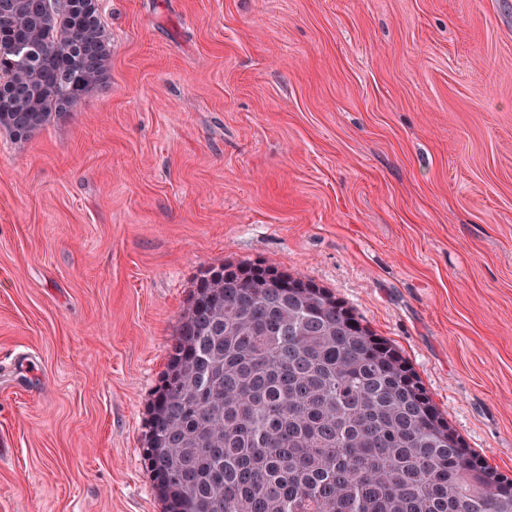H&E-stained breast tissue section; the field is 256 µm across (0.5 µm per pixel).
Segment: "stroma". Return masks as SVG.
Segmentation results:
<instances>
[{
  "mask_svg": "<svg viewBox=\"0 0 512 512\" xmlns=\"http://www.w3.org/2000/svg\"><path fill=\"white\" fill-rule=\"evenodd\" d=\"M107 87L0 130V512H162L148 407L201 274L398 347L512 477V0H101Z\"/></svg>",
  "mask_w": 512,
  "mask_h": 512,
  "instance_id": "1",
  "label": "stroma"
}]
</instances>
